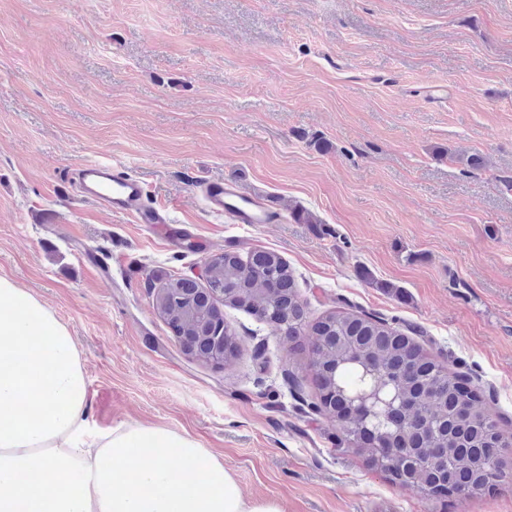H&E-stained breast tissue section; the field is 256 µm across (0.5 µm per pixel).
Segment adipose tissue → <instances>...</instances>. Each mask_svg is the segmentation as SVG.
I'll return each mask as SVG.
<instances>
[{"instance_id": "ef3b65f1", "label": "adipose tissue", "mask_w": 512, "mask_h": 512, "mask_svg": "<svg viewBox=\"0 0 512 512\" xmlns=\"http://www.w3.org/2000/svg\"><path fill=\"white\" fill-rule=\"evenodd\" d=\"M66 326L0 276V512H282L245 498L224 463L169 428L87 420Z\"/></svg>"}]
</instances>
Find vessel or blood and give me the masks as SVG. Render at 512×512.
<instances>
[{
	"label": "vessel or blood",
	"instance_id": "b4317fda",
	"mask_svg": "<svg viewBox=\"0 0 512 512\" xmlns=\"http://www.w3.org/2000/svg\"><path fill=\"white\" fill-rule=\"evenodd\" d=\"M70 179L85 198L127 214L132 223L156 228L171 221L164 207L146 203L147 189L139 178L109 158L86 162L71 172ZM204 200L211 214L228 217L237 224H276L283 220L268 197L244 192L231 181L207 182Z\"/></svg>",
	"mask_w": 512,
	"mask_h": 512
}]
</instances>
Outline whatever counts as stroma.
I'll use <instances>...</instances> for the list:
<instances>
[{"label": "stroma", "instance_id": "1", "mask_svg": "<svg viewBox=\"0 0 512 512\" xmlns=\"http://www.w3.org/2000/svg\"><path fill=\"white\" fill-rule=\"evenodd\" d=\"M433 83L446 100L425 97ZM102 156L184 235L65 182ZM222 178L318 221L214 216L201 185ZM509 178L512 0H0V276L69 329L94 428L189 434L283 512H512V486L440 499L392 483L313 411L310 331L227 306L238 355L213 363L159 314L163 279L274 251L308 321L404 330L512 440Z\"/></svg>", "mask_w": 512, "mask_h": 512}]
</instances>
